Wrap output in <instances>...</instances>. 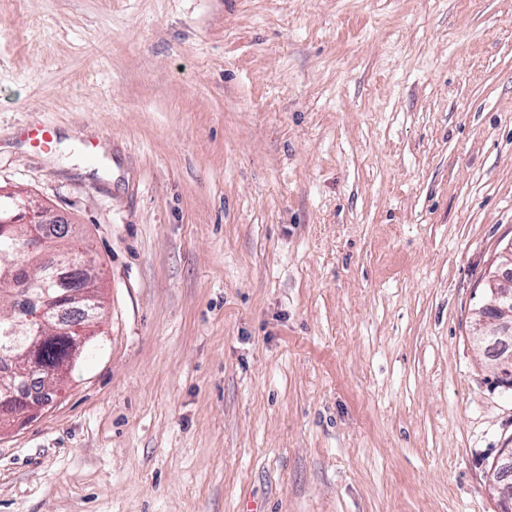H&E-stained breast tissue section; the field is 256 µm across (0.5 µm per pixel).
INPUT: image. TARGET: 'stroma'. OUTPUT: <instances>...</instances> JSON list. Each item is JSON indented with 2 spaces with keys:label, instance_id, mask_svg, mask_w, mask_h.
<instances>
[{
  "label": "stroma",
  "instance_id": "obj_1",
  "mask_svg": "<svg viewBox=\"0 0 512 512\" xmlns=\"http://www.w3.org/2000/svg\"><path fill=\"white\" fill-rule=\"evenodd\" d=\"M0 188L103 301L0 512H499L512 0H0ZM22 136L33 146L45 151L51 150L56 142V134L50 126L26 128ZM511 277L512 245L500 255L497 269L487 282L488 298L475 312L476 331H483L489 321L496 324L492 334L497 340L494 367L497 376L507 380H512V293L500 282Z\"/></svg>",
  "mask_w": 512,
  "mask_h": 512
}]
</instances>
